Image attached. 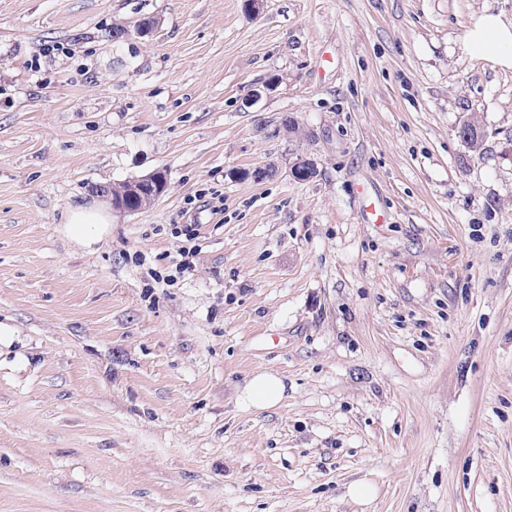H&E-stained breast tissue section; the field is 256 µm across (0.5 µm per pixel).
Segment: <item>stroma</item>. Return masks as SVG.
Returning <instances> with one entry per match:
<instances>
[{
	"mask_svg": "<svg viewBox=\"0 0 512 512\" xmlns=\"http://www.w3.org/2000/svg\"><path fill=\"white\" fill-rule=\"evenodd\" d=\"M486 12L512 0H0V512H512V70L464 45ZM159 169L153 204L65 237ZM175 224L195 267L147 291ZM260 372L284 397L244 408ZM163 175L162 171L156 170L113 187L112 202L129 204L132 209H141L151 205L160 191L153 187L147 190H138L134 194L130 190V181L135 186L142 187L144 184L152 185L154 181H159ZM130 208L120 204H116L112 208L109 204L100 203L94 199L91 201L85 200L69 208L64 224V234L70 240L89 247L108 234L112 224V209L116 212H133L134 210Z\"/></svg>",
	"mask_w": 512,
	"mask_h": 512,
	"instance_id": "stroma-1",
	"label": "stroma"
}]
</instances>
